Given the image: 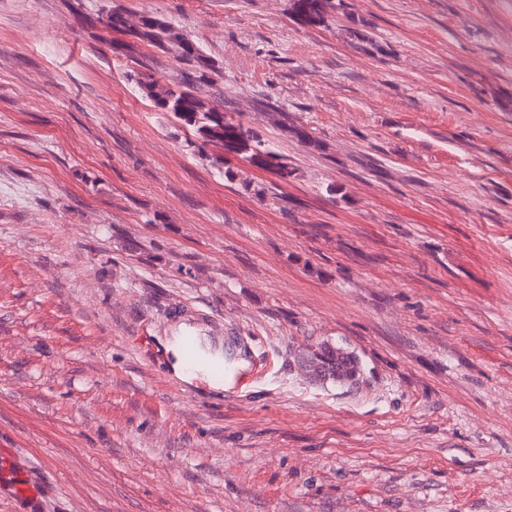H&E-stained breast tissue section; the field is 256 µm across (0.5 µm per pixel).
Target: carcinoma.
I'll return each mask as SVG.
<instances>
[{
    "label": "carcinoma",
    "mask_w": 512,
    "mask_h": 512,
    "mask_svg": "<svg viewBox=\"0 0 512 512\" xmlns=\"http://www.w3.org/2000/svg\"><path fill=\"white\" fill-rule=\"evenodd\" d=\"M329 9H336L335 0H301L300 4V10L312 21L320 19ZM89 25L131 35L133 41L117 46L131 58L151 50L168 54L178 62V68L164 82L142 72L143 62L139 68L128 71L126 79L137 87L142 98L171 114L193 137L192 144L199 152L204 154L209 145L219 143L228 150L245 151L250 162L275 166L281 176H288L287 165L280 162V156L267 140L226 119L224 93L212 91L223 78V66L181 29L152 13L133 17L116 9L112 10V18L106 20L99 13L89 19ZM319 361L318 376L338 383L355 382L362 374L359 359L340 349L323 347Z\"/></svg>",
    "instance_id": "obj_1"
}]
</instances>
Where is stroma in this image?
<instances>
[{"label": "stroma", "mask_w": 512, "mask_h": 512, "mask_svg": "<svg viewBox=\"0 0 512 512\" xmlns=\"http://www.w3.org/2000/svg\"><path fill=\"white\" fill-rule=\"evenodd\" d=\"M107 5L222 63L287 177L188 146ZM178 303L242 386L174 372ZM0 457L35 512H512V0H0ZM317 360L322 369L316 375L336 379L338 383L356 382L362 374L359 359L337 348L324 346Z\"/></svg>", "instance_id": "obj_1"}]
</instances>
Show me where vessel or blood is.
I'll list each match as a JSON object with an SVG mask.
<instances>
[{
  "mask_svg": "<svg viewBox=\"0 0 512 512\" xmlns=\"http://www.w3.org/2000/svg\"><path fill=\"white\" fill-rule=\"evenodd\" d=\"M170 320L169 343L192 383L202 387L220 379L235 387L243 382L242 349L231 329L216 326L209 314L195 306L173 309Z\"/></svg>",
  "mask_w": 512,
  "mask_h": 512,
  "instance_id": "obj_1",
  "label": "vessel or blood"
}]
</instances>
